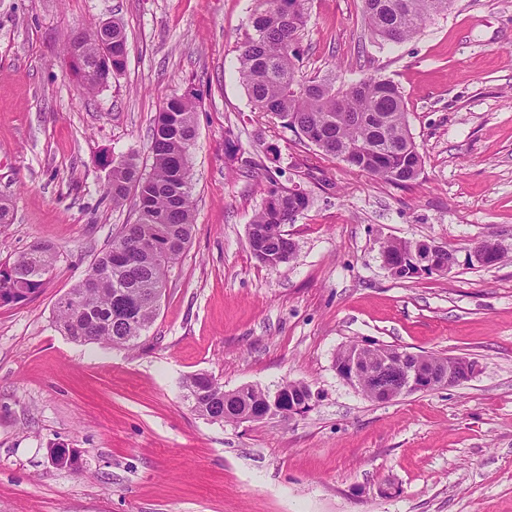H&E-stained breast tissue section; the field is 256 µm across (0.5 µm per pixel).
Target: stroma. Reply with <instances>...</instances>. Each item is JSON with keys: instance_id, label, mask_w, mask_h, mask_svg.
Instances as JSON below:
<instances>
[{"instance_id": "35a3bbf8", "label": "stroma", "mask_w": 512, "mask_h": 512, "mask_svg": "<svg viewBox=\"0 0 512 512\" xmlns=\"http://www.w3.org/2000/svg\"><path fill=\"white\" fill-rule=\"evenodd\" d=\"M254 0H0V265L37 241L56 266L32 297L0 305V512H512V0H455L416 37L376 47L361 0H310L300 70L345 82L380 74L405 95L423 157L397 186L324 155L255 112L236 46ZM118 20L126 69L88 93L63 50L83 25ZM199 95L191 150L194 227L158 315L132 348L81 345L54 305L131 205L102 200L108 161L152 163L163 103ZM310 202L272 269L248 225L270 180ZM495 240L500 263L473 266ZM454 250L445 275L407 281L382 245ZM358 343L465 356L454 387L376 402L340 379ZM225 389L301 381L291 419L213 422L181 380ZM75 454L58 468L49 451ZM500 249L501 248L497 242L493 241L492 239H484L471 247L467 254V260L473 264L494 265L498 262H501L505 257L504 252L501 251L496 262L494 263V259Z\"/></svg>"}]
</instances>
